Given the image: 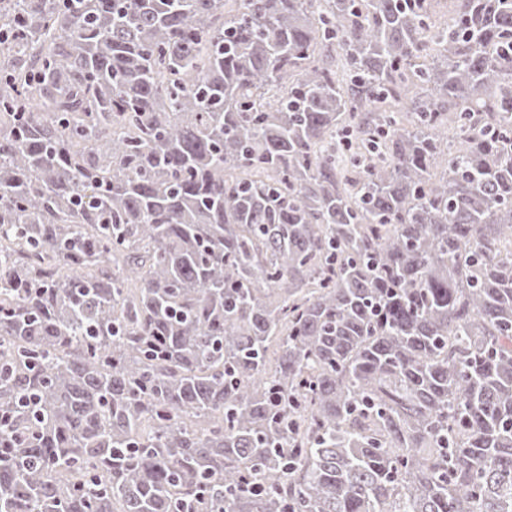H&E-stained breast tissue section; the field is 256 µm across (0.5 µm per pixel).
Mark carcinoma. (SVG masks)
<instances>
[{
	"label": "carcinoma",
	"instance_id": "carcinoma-1",
	"mask_svg": "<svg viewBox=\"0 0 512 512\" xmlns=\"http://www.w3.org/2000/svg\"><path fill=\"white\" fill-rule=\"evenodd\" d=\"M455 2L0 0V512H512V0Z\"/></svg>",
	"mask_w": 512,
	"mask_h": 512
}]
</instances>
